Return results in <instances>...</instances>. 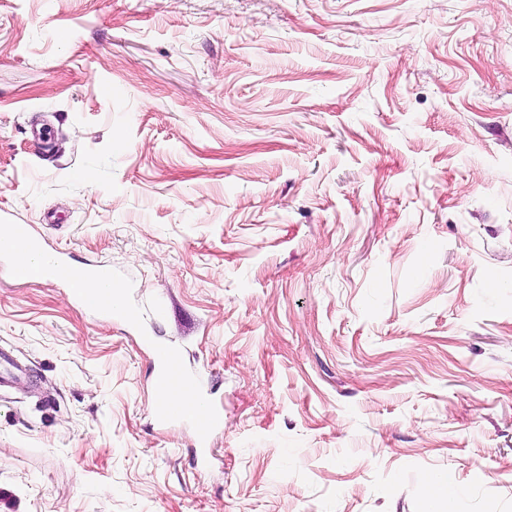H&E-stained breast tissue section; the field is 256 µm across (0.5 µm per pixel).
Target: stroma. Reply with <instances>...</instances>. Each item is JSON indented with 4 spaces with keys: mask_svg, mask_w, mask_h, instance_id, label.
I'll use <instances>...</instances> for the list:
<instances>
[{
    "mask_svg": "<svg viewBox=\"0 0 512 512\" xmlns=\"http://www.w3.org/2000/svg\"><path fill=\"white\" fill-rule=\"evenodd\" d=\"M1 224L0 512H512V0H0ZM0 230L8 233L2 237L0 251L13 259L11 277L15 282L33 280L63 282L70 286L72 296L93 311H122L120 295L112 289V270L104 266L78 267L71 264L61 253H50L41 241L31 234L25 225L2 224ZM47 253L51 259H43ZM34 256L40 259L35 265L23 259ZM96 285L97 288H88ZM157 372L154 385L158 393L153 413L159 421L189 420L206 447L207 437L222 423L219 411L207 402V413L197 416L176 403L182 394L198 392L194 378L184 368L179 354L171 348L158 351ZM163 395V397H159ZM25 375L26 369H22L11 356L6 354L1 356L0 351V390L16 387ZM427 493L432 500V505L435 503L442 507H447L446 510H435L432 508L431 512L448 511L451 510V503L455 493L454 487L450 482L447 474H440L432 477L428 482Z\"/></svg>",
    "mask_w": 512,
    "mask_h": 512,
    "instance_id": "stroma-1",
    "label": "stroma"
}]
</instances>
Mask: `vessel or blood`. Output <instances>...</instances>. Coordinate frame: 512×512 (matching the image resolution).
Returning a JSON list of instances; mask_svg holds the SVG:
<instances>
[{
  "instance_id": "vessel-or-blood-1",
  "label": "vessel or blood",
  "mask_w": 512,
  "mask_h": 512,
  "mask_svg": "<svg viewBox=\"0 0 512 512\" xmlns=\"http://www.w3.org/2000/svg\"><path fill=\"white\" fill-rule=\"evenodd\" d=\"M43 251L41 241L23 225H8L6 235L0 237V253L13 259L11 277L15 282H62L69 286L72 296L90 310H121L120 296L112 287L111 269L104 266L78 267L59 254L46 260L42 257ZM25 374V369L11 356L0 355V389L16 387ZM154 385L158 398L153 413L157 420H190L203 439L222 423L223 418L216 409H208L205 415L197 416L178 405V397L196 391L197 385L175 350H159Z\"/></svg>"
}]
</instances>
